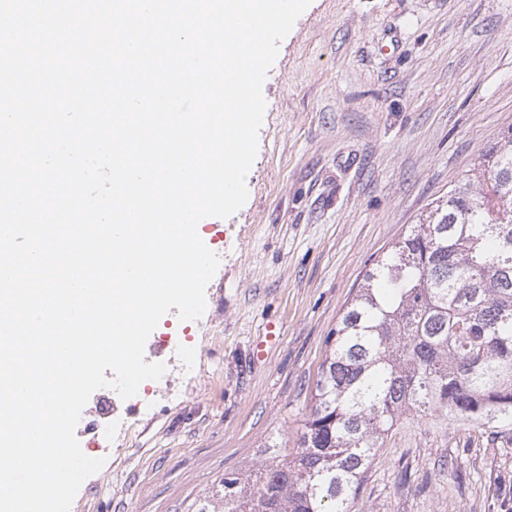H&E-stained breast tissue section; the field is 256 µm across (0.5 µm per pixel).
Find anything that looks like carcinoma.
<instances>
[{"label":"carcinoma","instance_id":"obj_1","mask_svg":"<svg viewBox=\"0 0 512 512\" xmlns=\"http://www.w3.org/2000/svg\"><path fill=\"white\" fill-rule=\"evenodd\" d=\"M326 346L299 450L224 475V512H352L408 413L512 423V127L374 260Z\"/></svg>","mask_w":512,"mask_h":512}]
</instances>
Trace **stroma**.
Listing matches in <instances>:
<instances>
[{
  "label": "stroma",
  "instance_id": "stroma-1",
  "mask_svg": "<svg viewBox=\"0 0 512 512\" xmlns=\"http://www.w3.org/2000/svg\"><path fill=\"white\" fill-rule=\"evenodd\" d=\"M244 206L209 218L206 310L162 317L180 345L71 512H198L230 472L295 454L325 341L371 259L465 181L512 125V0H311L262 87ZM275 323V338L265 335ZM512 425L404 416L354 512H503Z\"/></svg>",
  "mask_w": 512,
  "mask_h": 512
}]
</instances>
